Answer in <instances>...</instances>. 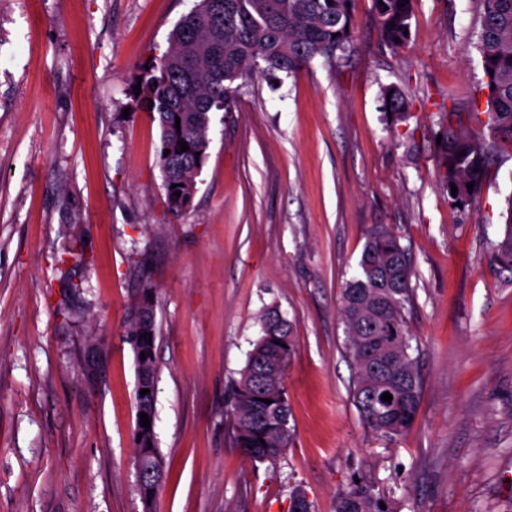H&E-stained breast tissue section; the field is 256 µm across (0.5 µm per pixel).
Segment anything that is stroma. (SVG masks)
<instances>
[{"label": "stroma", "mask_w": 512, "mask_h": 512, "mask_svg": "<svg viewBox=\"0 0 512 512\" xmlns=\"http://www.w3.org/2000/svg\"><path fill=\"white\" fill-rule=\"evenodd\" d=\"M198 0H0V512H142L136 364L125 325L156 290V512H335L360 486L385 512H512V272L496 265L512 144L455 205L436 138L484 131L480 0H417L409 40L354 0L350 47L282 82L236 80L214 113L190 207L171 215L159 125L133 79ZM411 103L388 116L381 91ZM413 269L422 382L407 434L363 423L339 314L372 225ZM81 247L84 257L58 265ZM81 283L70 319L63 281ZM277 308L295 327L292 445L255 462L235 442L232 385ZM103 352L94 378L84 358Z\"/></svg>", "instance_id": "35a3bbf8"}]
</instances>
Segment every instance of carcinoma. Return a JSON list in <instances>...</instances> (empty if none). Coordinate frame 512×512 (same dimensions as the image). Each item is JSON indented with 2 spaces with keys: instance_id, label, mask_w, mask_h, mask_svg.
<instances>
[{
  "instance_id": "obj_1",
  "label": "carcinoma",
  "mask_w": 512,
  "mask_h": 512,
  "mask_svg": "<svg viewBox=\"0 0 512 512\" xmlns=\"http://www.w3.org/2000/svg\"><path fill=\"white\" fill-rule=\"evenodd\" d=\"M352 0H199L169 35V46L141 68L140 107L158 118L159 166L168 210L189 208L197 178L208 158L212 114L233 111L231 84L243 74L290 75L321 60L336 65L351 40ZM415 0H374L382 41L394 48L408 40ZM478 49L488 89L485 125L493 136L512 143V0H482ZM385 111L402 117L409 102L394 85L384 87ZM180 127H175V120ZM187 143L189 149L181 151ZM170 150L164 154V150ZM492 158V145L464 126L458 112L448 113L443 132L440 170L446 190L457 187L453 201L463 204L477 192ZM474 183L473 189L467 184ZM181 195H175V192ZM506 226L492 246V258L512 272V196L506 200ZM408 253L387 224L367 233L358 276L341 291L340 316L346 352L354 364L351 395L366 427L392 439L409 431L417 416L422 384L412 358L406 320L413 300ZM261 336L254 343L240 378L234 382L230 422L236 443L257 461H275L290 447L286 375L294 352L291 323H280L276 309L261 316ZM147 339H142V335ZM156 323L133 313L126 339L137 369L136 409L149 413L150 429L135 425V459L143 512H154L165 471L155 433L158 366ZM146 358H140V354ZM150 390L142 396L140 391ZM385 392L392 401L381 399ZM272 403L267 404L265 400ZM336 512H380L371 493L355 488L336 497Z\"/></svg>"
}]
</instances>
